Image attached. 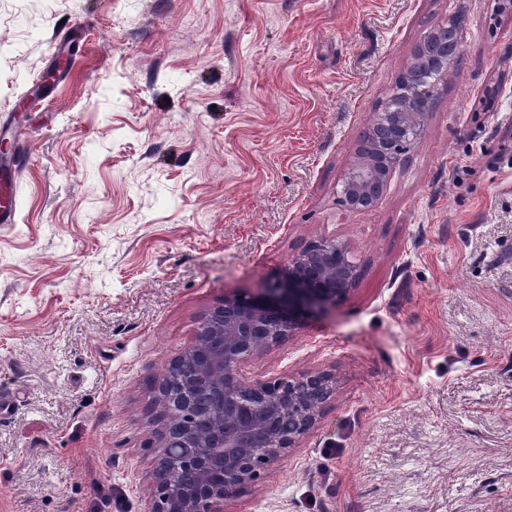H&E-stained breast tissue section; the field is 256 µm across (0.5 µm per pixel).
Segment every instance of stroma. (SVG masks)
<instances>
[{"label":"stroma","mask_w":512,"mask_h":512,"mask_svg":"<svg viewBox=\"0 0 512 512\" xmlns=\"http://www.w3.org/2000/svg\"><path fill=\"white\" fill-rule=\"evenodd\" d=\"M459 51L382 198L340 203L415 48ZM0 512H151V385L207 309L345 244L355 289L249 357L327 372L224 512H512V12L497 0H0Z\"/></svg>","instance_id":"1"}]
</instances>
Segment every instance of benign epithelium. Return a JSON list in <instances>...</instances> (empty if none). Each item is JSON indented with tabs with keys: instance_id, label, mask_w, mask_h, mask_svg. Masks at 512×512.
<instances>
[{
	"instance_id": "obj_1",
	"label": "benign epithelium",
	"mask_w": 512,
	"mask_h": 512,
	"mask_svg": "<svg viewBox=\"0 0 512 512\" xmlns=\"http://www.w3.org/2000/svg\"><path fill=\"white\" fill-rule=\"evenodd\" d=\"M428 105L408 97L385 104L376 113L369 140L361 145L343 187V205L352 212L373 207L402 155L418 139L429 116ZM360 269L346 246L333 239L309 242L288 260L278 281L255 295H226L202 317L195 340L173 360L184 387L173 392L161 376L154 385L153 419L158 454L151 512H224V500L256 481L268 464L295 448L316 427L320 413L336 389L325 372L274 383H244L241 363L250 355L295 336L307 319L347 296ZM212 401L210 431L199 437L192 424L183 436L168 434L167 418L178 406L192 418L194 393ZM272 430L267 447L250 444L257 414ZM198 448L200 478L192 496H169L179 471L181 448Z\"/></svg>"
}]
</instances>
